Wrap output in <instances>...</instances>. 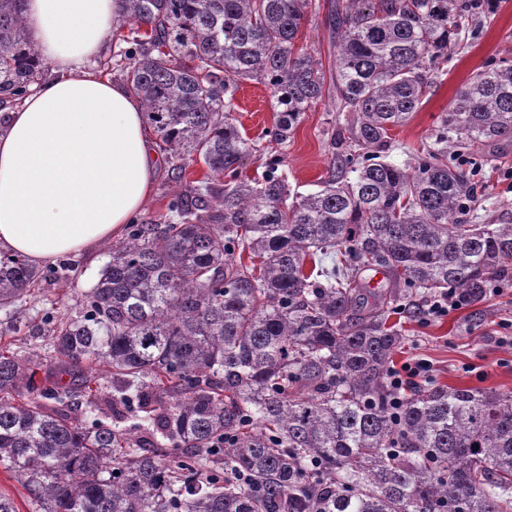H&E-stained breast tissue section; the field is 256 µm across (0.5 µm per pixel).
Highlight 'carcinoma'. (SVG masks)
Masks as SVG:
<instances>
[{"label": "carcinoma", "mask_w": 512, "mask_h": 512, "mask_svg": "<svg viewBox=\"0 0 512 512\" xmlns=\"http://www.w3.org/2000/svg\"><path fill=\"white\" fill-rule=\"evenodd\" d=\"M121 2L115 66L182 189L164 220L108 247L79 315L41 317L56 375L35 395L34 356L0 349V466L41 512H512V392L409 396L390 377L395 310L445 292L475 306L512 278V224L459 217L474 186L448 159L512 138V64L463 85L412 162L386 160L389 130L473 34L477 0H337L329 86L296 47L312 0ZM23 7L0 0L13 99L45 68ZM244 80L271 91L278 145L327 95L347 113L320 191L291 193L273 153L262 179L242 176ZM377 270L389 287L365 284ZM45 277L0 251V310L19 322Z\"/></svg>", "instance_id": "cac0c4a2"}]
</instances>
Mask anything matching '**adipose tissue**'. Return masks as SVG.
I'll return each instance as SVG.
<instances>
[{"label":"adipose tissue","instance_id":"1","mask_svg":"<svg viewBox=\"0 0 512 512\" xmlns=\"http://www.w3.org/2000/svg\"><path fill=\"white\" fill-rule=\"evenodd\" d=\"M121 0H26L52 74L0 111V249L42 263L119 235L150 196L155 153L139 98L88 68Z\"/></svg>","mask_w":512,"mask_h":512}]
</instances>
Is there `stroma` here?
<instances>
[{"mask_svg":"<svg viewBox=\"0 0 512 512\" xmlns=\"http://www.w3.org/2000/svg\"><path fill=\"white\" fill-rule=\"evenodd\" d=\"M333 2L313 0L309 21L296 42L297 47L316 53L328 74L336 67L329 27ZM472 26L474 38L462 42L447 66L434 74L429 93L411 119L391 130L394 147L388 154L389 162L406 165L414 149L434 139L439 118L456 92L484 66L512 64V0H496L489 20H473ZM234 103L238 126L256 146L245 173L261 176L269 147L264 133L273 122L271 92L264 84L248 80L240 84ZM344 119L333 99L323 98L305 112L288 142L280 146L282 172L292 192L306 195L321 189L332 161L331 134ZM463 162L477 185L467 219L475 224H512V141L486 145L477 154L464 155ZM178 190L167 159H160L152 193L135 215V222L159 221ZM106 249L102 243L89 251L40 264L46 277L39 291L22 301L25 324L11 334L17 346L37 355L39 376L51 375L53 353L48 339L32 335L27 321H39L48 311L76 314L82 293L93 287L108 260ZM426 310V301L419 299L409 310L393 315V323L404 336L394 356L395 364L423 359L429 364L427 380L512 392V345L507 342L512 336V281L503 283L501 291L488 293L479 308L463 306L439 317L427 315Z\"/></svg>","mask_w":512,"mask_h":512,"instance_id":"1","label":"stroma"}]
</instances>
